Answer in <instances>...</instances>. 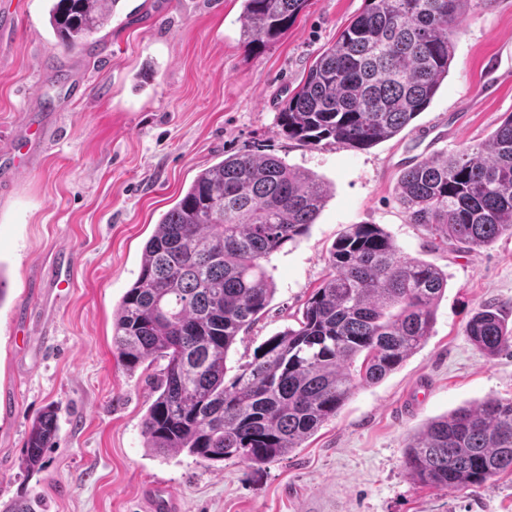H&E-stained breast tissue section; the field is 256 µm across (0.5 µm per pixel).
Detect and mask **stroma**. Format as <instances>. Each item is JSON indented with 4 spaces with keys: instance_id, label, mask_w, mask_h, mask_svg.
<instances>
[{
    "instance_id": "35a3bbf8",
    "label": "stroma",
    "mask_w": 512,
    "mask_h": 512,
    "mask_svg": "<svg viewBox=\"0 0 512 512\" xmlns=\"http://www.w3.org/2000/svg\"><path fill=\"white\" fill-rule=\"evenodd\" d=\"M364 0H309L264 51L240 43V0H120L85 45L61 47L47 0H0V153L26 169L0 177V512H146L148 484L180 512H512V475L453 492L403 465L429 419L486 397L512 399V352L485 356L465 326L485 306L512 324V237L473 249L435 245L396 199L418 159L482 141L512 113V0L470 12L430 105L394 138L361 150L311 148L276 125L281 103ZM63 130L40 150L28 116ZM271 154L317 175L330 196L306 235L273 253L275 295L240 333L235 375L270 337L296 326L351 224L381 225L402 255L448 274L426 344L381 383L353 391L336 418L288 457L200 463L144 446L151 374L128 375L112 314L136 281L143 246L201 169L231 154ZM73 256L57 293L53 261ZM58 410L40 468L24 464L34 420Z\"/></svg>"
}]
</instances>
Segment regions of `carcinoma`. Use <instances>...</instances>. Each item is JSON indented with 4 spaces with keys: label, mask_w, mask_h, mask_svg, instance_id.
I'll return each instance as SVG.
<instances>
[{
    "label": "carcinoma",
    "mask_w": 512,
    "mask_h": 512,
    "mask_svg": "<svg viewBox=\"0 0 512 512\" xmlns=\"http://www.w3.org/2000/svg\"><path fill=\"white\" fill-rule=\"evenodd\" d=\"M308 2L241 0L244 48L261 53ZM492 2L364 0L288 96L277 127L313 147L368 149L392 138L448 77L462 19ZM117 3L49 0L48 24L71 49L108 25ZM329 193L322 179L275 155L232 154L201 169L155 225L112 322V346L129 373L160 364L142 421L149 451L281 460L336 417L356 387L381 382L425 345L448 273L401 255L380 225L351 224L298 327L269 338L225 383L227 352L275 293L264 262L308 232ZM398 200L409 223L440 245L512 236V113L482 142L406 168ZM465 332L489 356L512 347V328L491 306L474 312ZM58 430L52 408L33 422L28 467L42 465ZM403 464L419 483L457 492L512 474V399L429 420Z\"/></svg>",
    "instance_id": "obj_1"
}]
</instances>
